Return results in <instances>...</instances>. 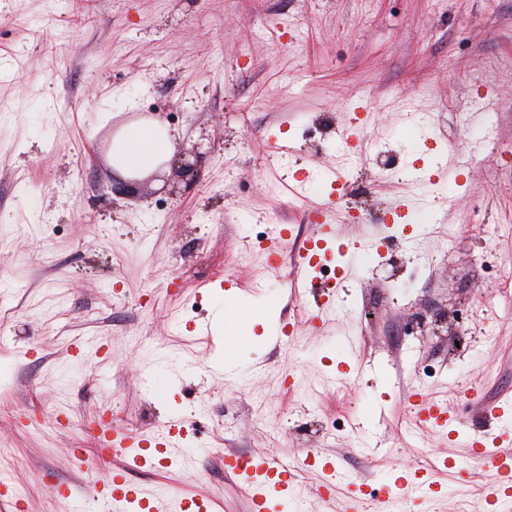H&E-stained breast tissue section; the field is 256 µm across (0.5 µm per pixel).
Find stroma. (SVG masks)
Wrapping results in <instances>:
<instances>
[{
	"label": "stroma",
	"instance_id": "1",
	"mask_svg": "<svg viewBox=\"0 0 512 512\" xmlns=\"http://www.w3.org/2000/svg\"><path fill=\"white\" fill-rule=\"evenodd\" d=\"M492 56L512 60V0H0V474L17 497L0 512H71L59 484L109 512L94 419L149 438L177 416L198 423L187 460L126 473L147 492L249 512L226 454L317 448L332 497L299 474L291 512L354 497L395 512L372 498L439 448L471 482L447 473L428 507L399 493L404 512H484L467 436L494 438L490 409L512 402V283L496 272L512 263V64L473 81ZM359 104L350 158L340 133ZM149 116L193 153L194 181L112 168L114 132ZM338 174L363 221L339 223L315 279L363 242L370 261L317 328L292 262ZM233 295L252 320L239 344L220 323ZM276 321L292 334L276 340ZM80 342L109 362H76ZM341 361L351 382L324 385ZM148 364L174 386L149 392ZM419 392L460 414L456 440L416 428Z\"/></svg>",
	"mask_w": 512,
	"mask_h": 512
}]
</instances>
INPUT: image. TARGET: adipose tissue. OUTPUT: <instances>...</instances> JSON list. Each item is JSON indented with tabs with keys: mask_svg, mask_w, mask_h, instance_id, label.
I'll return each instance as SVG.
<instances>
[{
	"mask_svg": "<svg viewBox=\"0 0 512 512\" xmlns=\"http://www.w3.org/2000/svg\"><path fill=\"white\" fill-rule=\"evenodd\" d=\"M175 154V137L156 119H143L121 127L112 140L113 168L130 178L157 172Z\"/></svg>",
	"mask_w": 512,
	"mask_h": 512,
	"instance_id": "adipose-tissue-1",
	"label": "adipose tissue"
}]
</instances>
